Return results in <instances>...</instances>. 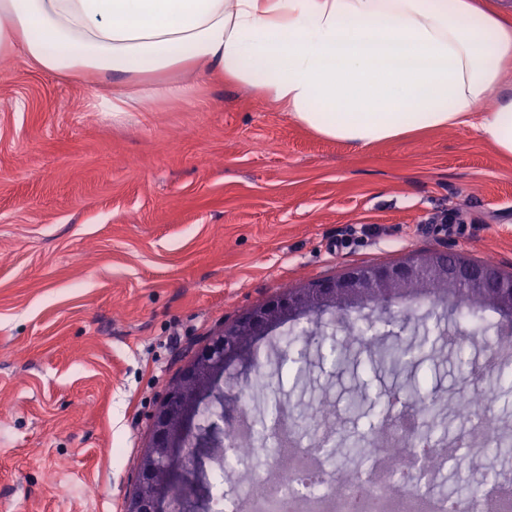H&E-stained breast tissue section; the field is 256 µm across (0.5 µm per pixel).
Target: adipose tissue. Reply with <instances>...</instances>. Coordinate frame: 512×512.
Wrapping results in <instances>:
<instances>
[{"instance_id": "1", "label": "adipose tissue", "mask_w": 512, "mask_h": 512, "mask_svg": "<svg viewBox=\"0 0 512 512\" xmlns=\"http://www.w3.org/2000/svg\"><path fill=\"white\" fill-rule=\"evenodd\" d=\"M4 53L101 77L116 117L188 95L168 76L204 60L326 138L470 126L512 158V17L481 0H0Z\"/></svg>"}]
</instances>
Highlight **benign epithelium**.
Masks as SVG:
<instances>
[{
    "label": "benign epithelium",
    "mask_w": 512,
    "mask_h": 512,
    "mask_svg": "<svg viewBox=\"0 0 512 512\" xmlns=\"http://www.w3.org/2000/svg\"><path fill=\"white\" fill-rule=\"evenodd\" d=\"M436 281L480 288L495 299L506 316H512V275L453 252L433 250L368 269L350 267L335 277L300 285L287 294L277 293L224 322L165 388L152 414L149 442L140 456L135 489L125 502L124 512H168L167 504L173 501L170 489L179 480L184 483L185 496L199 493L212 501L213 496L206 495L199 479L204 472L199 456H190L180 471L173 470L170 462L178 449L191 446L193 441L206 448L223 446L214 429H203L195 420L223 375L224 363L246 343L267 335L290 315L317 312L334 316L357 297L383 299L378 316H390L428 294Z\"/></svg>",
    "instance_id": "benign-epithelium-1"
}]
</instances>
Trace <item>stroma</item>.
I'll return each mask as SVG.
<instances>
[{"label":"stroma","mask_w":512,"mask_h":512,"mask_svg":"<svg viewBox=\"0 0 512 512\" xmlns=\"http://www.w3.org/2000/svg\"><path fill=\"white\" fill-rule=\"evenodd\" d=\"M171 81L191 95L115 118L91 107L92 79L0 56V512H123L151 414L167 383L223 322L284 286L357 265L447 249L512 273V159L470 127L369 147L329 140L206 62ZM308 347L304 390L277 369L276 332L229 360L215 409L236 425L295 402L328 401L331 470L366 433L353 391L405 377L337 372ZM470 377L446 343L417 376L436 390L437 425L469 433L450 403L494 379ZM512 476V447L479 466L450 462L424 489L466 498Z\"/></svg>","instance_id":"obj_1"}]
</instances>
